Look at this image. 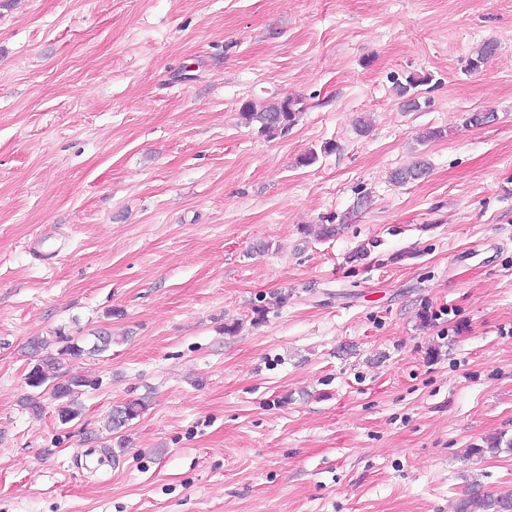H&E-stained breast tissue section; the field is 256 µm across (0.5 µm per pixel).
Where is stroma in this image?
<instances>
[{
  "instance_id": "35a3bbf8",
  "label": "stroma",
  "mask_w": 512,
  "mask_h": 512,
  "mask_svg": "<svg viewBox=\"0 0 512 512\" xmlns=\"http://www.w3.org/2000/svg\"><path fill=\"white\" fill-rule=\"evenodd\" d=\"M58 331L113 338L66 425L26 380ZM499 436L512 0H0V512H455L512 491ZM297 104H299L298 101L291 99L268 101L262 104L246 101L240 108V115L246 124H257L262 134L274 137L285 134L294 125L298 112L295 109ZM145 409L142 401L133 400L112 408L109 416L108 427L110 430L118 432L127 427L130 422L140 416Z\"/></svg>"
}]
</instances>
